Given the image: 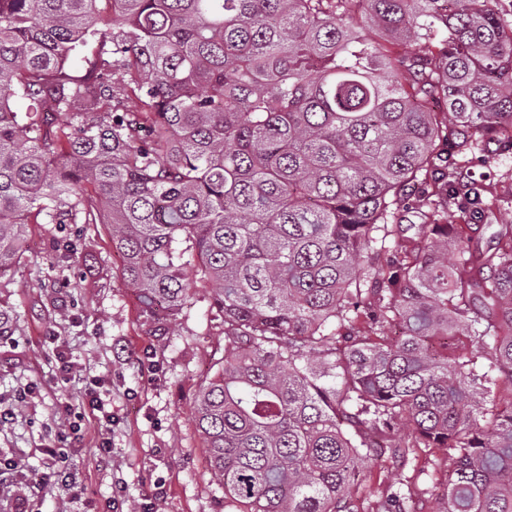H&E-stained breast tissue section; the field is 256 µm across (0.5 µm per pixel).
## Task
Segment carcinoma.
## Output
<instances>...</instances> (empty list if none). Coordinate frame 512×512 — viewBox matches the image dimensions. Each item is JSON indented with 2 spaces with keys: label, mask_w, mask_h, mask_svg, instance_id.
<instances>
[{
  "label": "carcinoma",
  "mask_w": 512,
  "mask_h": 512,
  "mask_svg": "<svg viewBox=\"0 0 512 512\" xmlns=\"http://www.w3.org/2000/svg\"><path fill=\"white\" fill-rule=\"evenodd\" d=\"M489 135L494 0H0V280L33 219L73 264L71 225H107L154 331L207 289L224 357L193 414L226 512H357L384 446L448 451L438 512H512V224L439 179Z\"/></svg>",
  "instance_id": "obj_1"
}]
</instances>
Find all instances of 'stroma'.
<instances>
[{"label": "stroma", "mask_w": 512, "mask_h": 512, "mask_svg": "<svg viewBox=\"0 0 512 512\" xmlns=\"http://www.w3.org/2000/svg\"><path fill=\"white\" fill-rule=\"evenodd\" d=\"M462 158L467 174L489 188L488 223H511L512 147L493 142ZM77 230L89 267L49 264L55 227L31 224L23 263L0 282V309L14 318L12 336L0 340V394L29 382L40 388L0 427V457L22 456L31 470H44V424L60 402H81L89 379L99 376L116 418L112 457L99 462L95 427L87 425L75 458L85 487L81 512H110L118 494L133 506L143 484L155 480L164 488L157 512H224V491L211 473L192 413L196 393L224 355L220 320L200 301L165 331L151 332L135 292L120 283L121 258L106 226L81 224ZM58 340L76 361L65 378L54 357ZM362 468L365 482L355 495L359 512H376L396 489L410 497L415 512H435L448 480V453L422 448L403 465L368 460Z\"/></svg>", "instance_id": "stroma-1"}]
</instances>
